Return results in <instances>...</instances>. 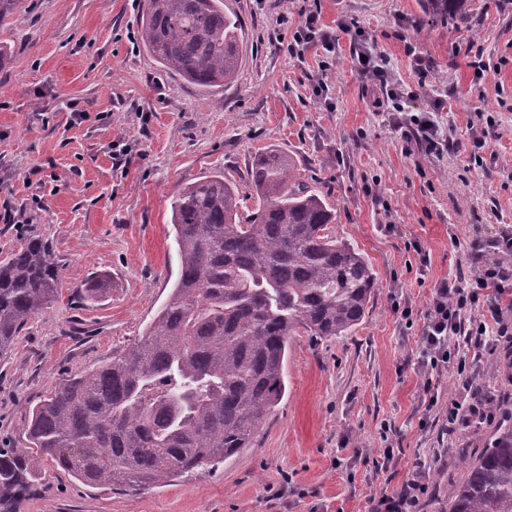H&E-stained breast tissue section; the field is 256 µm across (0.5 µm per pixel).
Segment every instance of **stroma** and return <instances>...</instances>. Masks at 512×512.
<instances>
[{
    "instance_id": "1",
    "label": "stroma",
    "mask_w": 512,
    "mask_h": 512,
    "mask_svg": "<svg viewBox=\"0 0 512 512\" xmlns=\"http://www.w3.org/2000/svg\"><path fill=\"white\" fill-rule=\"evenodd\" d=\"M142 3L21 0L0 22V210L22 217L0 223V258L36 236L62 264L56 301L0 357V448L33 455L32 407L62 378L121 353L167 301L179 273L170 217L181 189L219 171L244 185L266 148L321 192L332 230L368 259L377 286L348 335L289 338L287 392L249 448L149 491L91 488L46 459L21 512H373L419 462L429 490L417 512H448L467 462L501 425L512 354L485 350L466 378L441 377V407L428 413L419 325L441 281L474 280L472 245L512 231V0H468L461 19L433 16L423 0H316L325 30L351 22L374 43L407 91L406 111L439 110L448 135L440 156L375 106L379 91L356 70L350 34L330 57L318 46L288 54L301 0H224L241 21L243 65L207 92L141 46ZM320 79L323 101L313 94ZM76 110L85 120L74 121ZM485 113L497 124L478 168L469 126ZM128 138L131 161L113 157ZM95 279L106 291L91 303L84 288ZM397 301L412 307L414 327ZM467 383L494 411L448 430L443 406L463 400Z\"/></svg>"
}]
</instances>
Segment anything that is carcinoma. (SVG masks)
<instances>
[{"label":"carcinoma","instance_id":"obj_1","mask_svg":"<svg viewBox=\"0 0 512 512\" xmlns=\"http://www.w3.org/2000/svg\"><path fill=\"white\" fill-rule=\"evenodd\" d=\"M467 0H430L438 16ZM139 41L164 69L202 89L244 57L241 23L224 0H145ZM258 207L222 173L172 204L179 276L146 334L124 353L63 379L36 405L37 455L0 450V512H19L42 458L92 487L148 490L250 446L286 394L288 337L345 336L364 317L376 274L333 235L331 208L267 149L247 172ZM60 261L33 237L0 262V356L55 301ZM448 512H512V410L448 496Z\"/></svg>","mask_w":512,"mask_h":512}]
</instances>
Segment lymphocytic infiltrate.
<instances>
[{
  "mask_svg": "<svg viewBox=\"0 0 512 512\" xmlns=\"http://www.w3.org/2000/svg\"><path fill=\"white\" fill-rule=\"evenodd\" d=\"M301 14L289 54L303 55L314 45L332 50L337 37L320 27L317 11L307 7ZM478 261L481 269L474 282L466 288L441 283L423 317L419 359L427 408L437 406V382L444 374H465L466 350L512 343V236H502L493 255H479ZM428 478L424 464H417L399 493L381 496L376 512H415L428 491Z\"/></svg>",
  "mask_w": 512,
  "mask_h": 512,
  "instance_id": "f902f5d3",
  "label": "lymphocytic infiltrate"
}]
</instances>
